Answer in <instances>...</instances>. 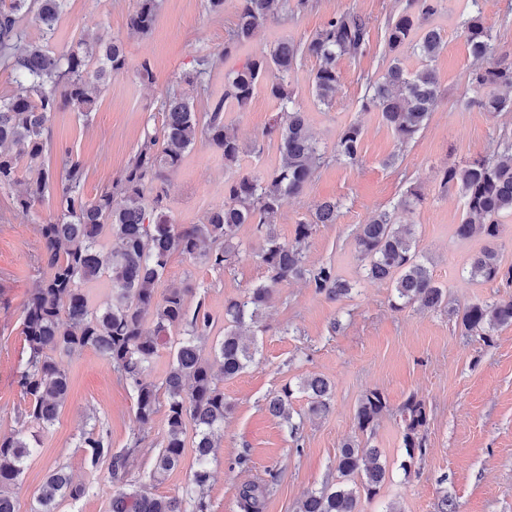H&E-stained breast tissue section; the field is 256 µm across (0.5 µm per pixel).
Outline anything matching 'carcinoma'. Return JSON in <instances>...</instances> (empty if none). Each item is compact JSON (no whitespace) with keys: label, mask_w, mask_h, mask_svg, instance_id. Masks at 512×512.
<instances>
[{"label":"carcinoma","mask_w":512,"mask_h":512,"mask_svg":"<svg viewBox=\"0 0 512 512\" xmlns=\"http://www.w3.org/2000/svg\"><path fill=\"white\" fill-rule=\"evenodd\" d=\"M66 2L0 0V69L9 71L15 83L11 94L0 97V189L24 185V191L13 199V209L29 218L53 185L59 188L56 218L36 225L42 244L36 260L40 280L24 306L26 361L18 378L28 407L18 413L22 429L0 433V512H16L12 490L20 483L34 448L24 437L23 427L48 428L67 397L69 378L58 358L83 348L103 356L135 392V419L145 427L158 412L159 399L158 389L144 380V373L167 346L172 354L162 381L167 428L151 477L159 481L181 465L184 434L191 424L195 428L196 468L182 492L158 497L142 486L128 485V460L137 447L112 452L108 434L95 425L82 432L79 447L85 449L90 469L108 463L105 479L116 488L112 512H208L209 465L219 448L217 435L231 410L218 375L203 355L213 317L201 301L193 309L187 306L190 289L172 288L159 298L156 286L176 252L215 271L232 267L240 255V227L256 225L263 240L257 257L267 268L269 279L224 305V336L212 349L226 380L256 361L257 344L245 337L243 328L260 329L275 286L303 279L334 300L352 293L356 283L337 276L332 267L310 269L306 265V243L315 225L335 223L340 204H318L311 220L297 224L294 239L288 242L280 241L276 222L281 201L300 195L324 158L289 88V73L304 58H316L319 67L312 79L313 90L319 102L330 104L338 83L337 62L364 53L369 26L360 15L343 11L304 41L279 40L269 51L225 72L224 95L208 102L202 113L178 89H169L161 104L162 138L145 135L124 172L123 200L116 206L110 191L84 200L88 171L71 151H65L58 171L47 163L52 151L51 114L67 105L89 118L97 103L95 90L110 74L126 67L123 43L116 38L106 40L96 32L83 35L62 54L49 49L47 42ZM408 2L410 8L386 27L389 66L381 75L367 79L362 98V109L379 112L402 145L427 125L440 100L430 63L441 49L442 35L428 22L438 12L441 0ZM471 5L475 11L464 22V34L474 64L471 83L485 90L478 105L486 112H512V63L486 65L494 52L492 36L479 0H471ZM286 8L288 0H237L236 22L224 43V53L217 58L209 54L197 58V82L204 83L232 51L250 44L258 30ZM158 10L159 0H137L129 16L130 28L148 33ZM27 17L39 25L43 42L26 40L21 21ZM408 50L419 57V68L410 70L403 64ZM260 88L280 104L274 123L264 132L276 136L280 162L271 171L256 173L239 169V162L244 153H259L263 147L245 148L225 123L224 112L230 107L245 109ZM362 135L363 129L356 123L341 128L334 147L336 159L358 163ZM200 141L237 170L224 182L222 206L199 224H177L161 208L163 196L158 185ZM442 181L458 187L465 199L457 235L497 238V217L512 214V146L491 158L452 165L444 170ZM354 241L365 277L392 282L394 308L416 302L429 311L449 308L448 292L435 282L414 234L397 226L391 211L375 212L358 225ZM468 273L485 281L512 279V269L502 268L492 246L472 258ZM103 277L111 285L112 301L94 309L84 285ZM455 314L465 335L488 345L497 327L512 324V296L472 303ZM297 392L307 396L310 415L322 416L330 410L333 388L327 378L314 375L294 386L288 383L269 397L268 411L288 424L293 437L300 430L292 412ZM386 410L383 392H366L355 412L357 429L363 434L373 431ZM401 416L405 450L401 466L408 470L416 454L423 452L426 405L411 397L402 406ZM336 470L339 479L307 493L297 502L295 512H360L361 496L375 497L387 476L378 450L356 439L342 445ZM267 487L264 480L243 483L238 490L240 512H264ZM90 491L91 487L75 482L65 468L58 467L40 487L33 512H58L62 501L79 500Z\"/></svg>","instance_id":"carcinoma-1"}]
</instances>
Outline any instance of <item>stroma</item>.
Returning <instances> with one entry per match:
<instances>
[{
  "label": "stroma",
  "mask_w": 512,
  "mask_h": 512,
  "mask_svg": "<svg viewBox=\"0 0 512 512\" xmlns=\"http://www.w3.org/2000/svg\"><path fill=\"white\" fill-rule=\"evenodd\" d=\"M406 0H308L303 10H283L256 34L249 49L232 52L228 65H242L248 53L269 50L279 39L304 40L336 12L349 10L364 17L370 28L364 55L341 59L339 83L331 104L317 101L312 78L319 66L312 57L291 72L290 83L307 115L309 127L328 161L303 193L285 199L276 230L289 241L299 222L310 220L316 204L340 201L335 223L317 225L306 251L308 266L329 263L343 278L357 281L350 298L335 301L317 294L303 281L277 286L264 314L266 330L259 338L255 364L224 381L232 410L211 465L210 512H239L240 485L268 478L265 512H295L308 491L336 480V458L344 441L358 438L354 416L359 399L381 390L388 410L368 435L388 464V474L373 499L362 500L361 512H439L443 498L453 499L457 512H512V325L498 327L491 344L464 335L447 311L429 312L415 306L393 309V286L362 279L353 234L358 224L381 209H393L415 233L420 254L427 257L435 280L448 291L451 306L464 307L512 295V282H482L468 273L471 258L486 247L485 239L456 235L463 198L442 182L444 168L475 157H492L512 144V112H486L478 101L483 92L468 76L473 60L463 32V0H443L433 26L443 47L432 62L440 102L425 129L405 146L377 113L361 109L364 76L384 67V31L390 16L402 12ZM136 0H68L57 31L50 40L62 53L88 32L123 42L127 64L111 75L97 99L90 120L64 107L51 116L52 167L64 151H72L89 173L84 187L93 198L122 177L146 133L162 130L161 102L178 87L205 109L208 100L224 92V68L212 70L204 83L192 82L198 56L223 51L236 19L237 0H225L215 13L206 0H162L156 23L141 35L128 27ZM484 22L496 47V60L512 62V0H480ZM149 62L152 79L142 81L137 70ZM279 110L277 101L257 91L242 110L230 109L227 123L244 144L259 138ZM363 128L360 161L345 165L331 153L340 129L348 123ZM231 171L220 154L200 142L171 174L164 198L165 212L178 224H197L224 202V182ZM423 200L401 208L407 190ZM19 187L0 190V432L17 429L15 416L27 405L17 385L24 367L22 309L38 284L35 269L40 239L39 221L56 216V199L46 196L35 220L15 215L12 200ZM242 254L235 265L217 272L205 264L173 254L158 286L159 293L190 287L189 304L204 301L216 317L211 338L224 334V304L264 281L267 271L256 253L261 239L254 225L239 231ZM70 388L61 411L49 428L36 434L33 455L16 491L17 512H32L35 494L48 473L65 466L74 480L89 485L88 496L65 500L59 512H110L112 492L103 475L84 463L78 446L81 433L92 425L110 433L113 450L142 438L141 449L129 459L128 481L146 485L157 496L181 492L191 474V461L152 481L153 457L161 448L166 421L157 413L148 426L135 420V393L120 382L111 366L92 350L63 358ZM321 375L333 387L329 413L307 418V399L295 394L293 408L303 417L298 438L265 408L270 394L286 383ZM427 409L425 454L410 471L399 467L402 448L400 408L409 397Z\"/></svg>",
  "instance_id": "35a3bbf8"
}]
</instances>
